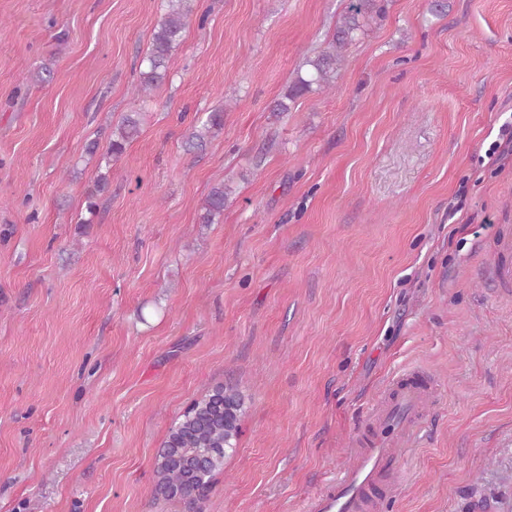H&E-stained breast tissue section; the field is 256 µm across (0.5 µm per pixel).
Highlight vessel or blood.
I'll use <instances>...</instances> for the list:
<instances>
[{"label":"vessel or blood","instance_id":"obj_1","mask_svg":"<svg viewBox=\"0 0 512 512\" xmlns=\"http://www.w3.org/2000/svg\"><path fill=\"white\" fill-rule=\"evenodd\" d=\"M427 393L428 385L417 372L403 374L390 384L384 401L373 408L357 437L350 465L310 499L307 512H373L383 477L396 456L394 441L388 435L392 410L400 406L408 417H419Z\"/></svg>","mask_w":512,"mask_h":512}]
</instances>
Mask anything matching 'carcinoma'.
I'll list each match as a JSON object with an SVG mask.
<instances>
[{"label":"carcinoma","instance_id":"cac0c4a2","mask_svg":"<svg viewBox=\"0 0 512 512\" xmlns=\"http://www.w3.org/2000/svg\"><path fill=\"white\" fill-rule=\"evenodd\" d=\"M195 0H167V12L154 28L150 49L143 57L139 72L137 92L149 93L163 83L167 76L172 50L180 44L189 17L193 14ZM377 0H351L347 11L336 24L328 46L321 52L308 56L303 62L305 73L297 74L288 85L284 98L275 102L273 111L286 112L289 103L314 89H325L335 83L342 62L343 50L355 40L364 21L372 14H380ZM140 113L127 112L112 130L108 154L120 156L126 144L140 130ZM224 128V113L214 110L197 119L191 126L185 146L189 151H202L209 140ZM111 170L100 173L93 189L85 197L88 214L96 213L97 196L109 185ZM230 189L224 182L214 184L206 195L198 221L214 224L224 214V204ZM246 414L244 395L232 384L216 385L194 399L170 429L163 447L173 453L163 468L154 469L153 493L163 497L160 485L194 488L199 481L211 484L214 475L224 470L228 451L237 448L242 434V421Z\"/></svg>","mask_w":512,"mask_h":512}]
</instances>
